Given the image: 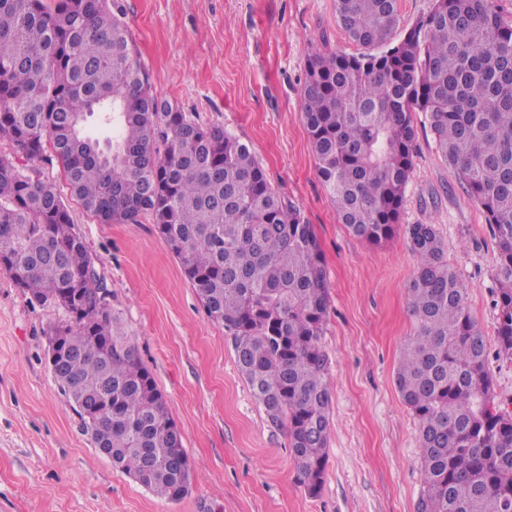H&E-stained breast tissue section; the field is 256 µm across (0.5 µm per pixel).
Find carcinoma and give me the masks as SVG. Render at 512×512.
Listing matches in <instances>:
<instances>
[{"label": "carcinoma", "mask_w": 512, "mask_h": 512, "mask_svg": "<svg viewBox=\"0 0 512 512\" xmlns=\"http://www.w3.org/2000/svg\"><path fill=\"white\" fill-rule=\"evenodd\" d=\"M398 0H336L361 51L308 62L304 122L338 222L372 245L398 229L413 167V113L482 207L496 242L498 353L512 360V22L492 0H433L394 42ZM0 270L61 318L51 373L112 466L154 495L189 491L167 402L37 162L51 152L71 196L102 224L151 217L207 316L232 332L238 371L287 429L295 481L318 494L332 392L328 310L314 225L250 148L157 99L115 0H0ZM415 331L395 386L418 421L416 512H512V411L495 403L469 288L432 224H409Z\"/></svg>", "instance_id": "cac0c4a2"}]
</instances>
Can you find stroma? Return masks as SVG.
I'll list each match as a JSON object with an SVG mask.
<instances>
[{
	"label": "stroma",
	"instance_id": "obj_1",
	"mask_svg": "<svg viewBox=\"0 0 512 512\" xmlns=\"http://www.w3.org/2000/svg\"><path fill=\"white\" fill-rule=\"evenodd\" d=\"M152 93L249 145L271 184L314 224L330 306L321 345L333 391L324 482L295 481L286 430L270 423L237 371L229 332L211 321L148 218L102 224L64 196L142 361L196 467L188 493L160 499L116 470L53 382L46 332L0 272V512H415L422 488L418 423L394 382L413 333L407 287L416 260L403 231L432 224L468 285L499 402L512 361L497 354L495 241L482 208L438 152L423 113L402 228L380 246L350 235L316 173L302 117L309 59L359 48L336 25V0H116Z\"/></svg>",
	"mask_w": 512,
	"mask_h": 512
}]
</instances>
